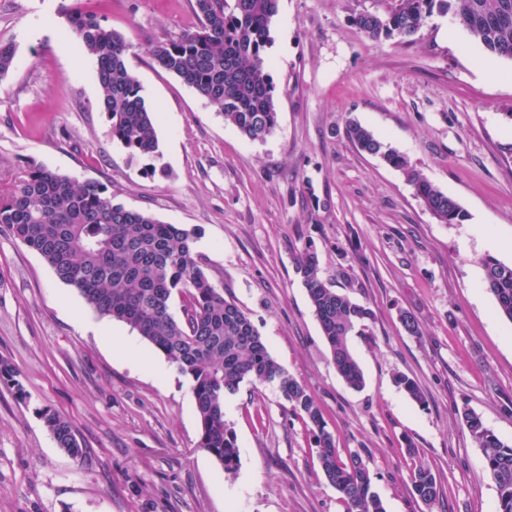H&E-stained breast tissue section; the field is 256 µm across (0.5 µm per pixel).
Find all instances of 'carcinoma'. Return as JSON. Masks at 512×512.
<instances>
[{
    "mask_svg": "<svg viewBox=\"0 0 512 512\" xmlns=\"http://www.w3.org/2000/svg\"><path fill=\"white\" fill-rule=\"evenodd\" d=\"M200 25L179 39L157 46L152 55L204 98L224 122L251 140H263L278 123L274 86L266 70L265 48L278 12V0H190ZM453 15L470 36L490 53L512 60V0H393L383 14L361 13L357 26L371 39L398 37L411 42L432 15L434 6ZM71 32L97 63L100 110L110 123L112 139L133 153L158 147L156 118L141 95V86L126 64L124 36L93 15L74 8ZM15 50L0 43V79L12 68ZM349 138L363 152L401 171L424 207L441 224H460L458 203L436 188L398 151L358 124ZM0 224L37 252L65 283L77 288L99 314L127 324L160 351L178 371L189 376L201 423L198 447L231 473L238 464L235 438L224 422V393L246 380L278 381L294 413L310 425L321 471L347 505V512H385L373 490L368 464L361 455L340 456L326 430L315 398L290 377L270 355L248 314L224 299L200 266L195 233L112 202L96 182L77 183L47 167L21 172L0 189ZM498 311L512 320V266L485 255L476 259ZM318 257L305 249L297 262L310 303L328 343L336 371L353 389L364 375L349 344L356 326L373 319L366 304L328 286L318 276ZM181 315L171 311L173 298ZM0 380L24 395L11 366L0 361ZM396 383L416 403L425 397L419 385L400 375ZM41 418L57 446L75 460L83 458L70 422L44 410ZM465 425L497 484L499 512H512V444L503 442L472 411ZM411 490L430 504L440 494L431 466L418 463Z\"/></svg>",
    "mask_w": 512,
    "mask_h": 512,
    "instance_id": "carcinoma-1",
    "label": "carcinoma"
}]
</instances>
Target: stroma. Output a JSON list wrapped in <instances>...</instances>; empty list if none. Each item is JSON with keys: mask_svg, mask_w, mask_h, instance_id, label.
<instances>
[{"mask_svg": "<svg viewBox=\"0 0 512 512\" xmlns=\"http://www.w3.org/2000/svg\"><path fill=\"white\" fill-rule=\"evenodd\" d=\"M72 7L126 38L127 66L158 116L157 153L113 140L96 62L69 29ZM388 7L279 0L265 49L278 124L253 141L150 54L195 30L190 0H0V42L15 47L0 79V186L44 166L195 231L209 280L314 396L341 456L367 462L385 512H498L462 412L512 442V321L477 262L489 254L512 265V60L464 29L448 38L452 17L439 8L411 43L355 25ZM352 121L455 199L465 221L439 223L401 172L348 139ZM307 249L324 282L375 312L350 338L362 390L331 362L297 270ZM84 320L125 337L154 367L132 364ZM1 359L26 395L0 384V512H346L278 383L225 393L239 455L225 473L197 446L189 378L0 225ZM400 374L425 404L397 385ZM44 408L68 418L82 460L58 448ZM419 461L440 485L430 504L411 492Z\"/></svg>", "mask_w": 512, "mask_h": 512, "instance_id": "35a3bbf8", "label": "stroma"}]
</instances>
